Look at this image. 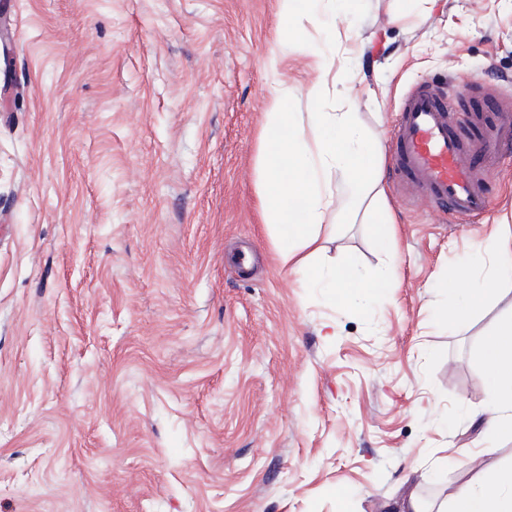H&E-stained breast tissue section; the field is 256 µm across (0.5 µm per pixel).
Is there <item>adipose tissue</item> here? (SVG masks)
<instances>
[{
    "label": "adipose tissue",
    "mask_w": 512,
    "mask_h": 512,
    "mask_svg": "<svg viewBox=\"0 0 512 512\" xmlns=\"http://www.w3.org/2000/svg\"><path fill=\"white\" fill-rule=\"evenodd\" d=\"M343 94L345 112H313L308 124L274 99L266 114L265 139L260 149L258 196L264 223L277 230V253L282 264L306 267L310 284L325 289L333 299L357 305L353 287L374 291L394 277L395 263L376 275L357 269L354 262L340 266L318 262L317 242L324 226L363 221L375 225L382 246H390L393 224L382 185L384 155L376 132L366 129L358 112L359 96L348 85ZM345 178L348 193L334 190L333 181ZM480 248L488 266L479 284L468 273L442 280L443 288L461 294L459 316H478L485 303L512 289V225H497ZM492 392L488 423L490 436H512V314L490 334L483 346ZM484 452L470 454L471 477L451 496L425 505L413 492L406 493L400 512H512V461L495 471L484 466Z\"/></svg>",
    "instance_id": "obj_1"
}]
</instances>
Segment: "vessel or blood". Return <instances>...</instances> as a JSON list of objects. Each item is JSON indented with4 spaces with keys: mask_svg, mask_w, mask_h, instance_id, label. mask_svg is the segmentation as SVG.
Listing matches in <instances>:
<instances>
[{
    "mask_svg": "<svg viewBox=\"0 0 512 512\" xmlns=\"http://www.w3.org/2000/svg\"><path fill=\"white\" fill-rule=\"evenodd\" d=\"M476 81L413 86L399 108L392 153L402 185L430 208L457 219L485 214L491 206L487 175L512 147V96H495L477 109L479 135L463 138L453 105L471 96Z\"/></svg>",
    "mask_w": 512,
    "mask_h": 512,
    "instance_id": "vessel-or-blood-1",
    "label": "vessel or blood"
}]
</instances>
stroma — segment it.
I'll list each match as a JSON object with an SVG mask.
<instances>
[{
  "mask_svg": "<svg viewBox=\"0 0 512 512\" xmlns=\"http://www.w3.org/2000/svg\"><path fill=\"white\" fill-rule=\"evenodd\" d=\"M355 0L348 20L277 0H16L0 11V512H392L466 479L486 433L480 350L512 294L444 316L438 286L512 220L447 219L382 181L398 278L359 309L281 264L258 211L265 113L342 112L390 148L416 84L512 93V0ZM334 45L329 92L308 96ZM327 258L385 262L370 225Z\"/></svg>",
  "mask_w": 512,
  "mask_h": 512,
  "instance_id": "1",
  "label": "stroma"
}]
</instances>
